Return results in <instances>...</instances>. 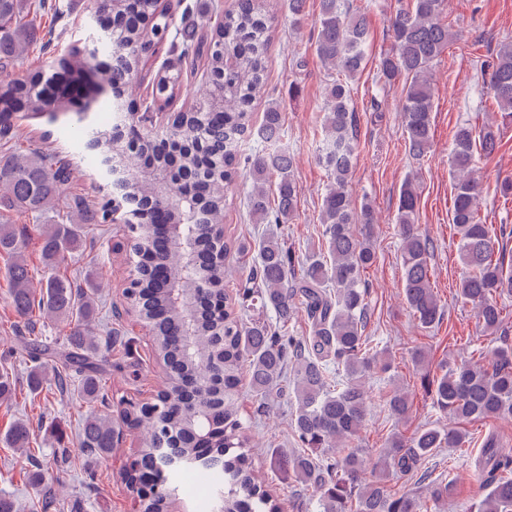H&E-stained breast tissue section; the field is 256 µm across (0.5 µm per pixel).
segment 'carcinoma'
<instances>
[{
    "mask_svg": "<svg viewBox=\"0 0 512 512\" xmlns=\"http://www.w3.org/2000/svg\"><path fill=\"white\" fill-rule=\"evenodd\" d=\"M444 0H408L391 20L394 48L384 55L376 74L386 86L403 82L399 106L408 153L418 159L431 144L433 93L430 70L447 49L452 33L440 20ZM98 40L110 48L111 61L92 62L96 51L69 44L54 63L88 81V102L109 88L123 100L112 105L115 132L77 126L76 135L88 142L100 139L129 172L122 193L124 211L133 221L162 220L182 225L183 248L167 249L150 232L130 229L129 262L136 278L126 291L132 308L150 320L158 354L169 369V379L156 402L127 409L116 420L109 409L96 357L100 346L85 322L95 311L99 289L78 292L62 277L50 276L36 293L21 241L12 225L0 224V253L12 257L7 269L11 303L18 315L33 309L60 322L74 324L64 355L68 372L57 376L62 389L77 383L80 398L101 410L81 423L80 448L95 456L109 455L123 427L143 428L146 435L128 475V487L140 496L142 512H163L167 500L166 466L161 443L180 449L192 459L215 458L224 469V512H280L273 496L263 489L250 457V426L237 418L234 391L246 376L259 403L279 388L285 367L295 387L293 425L307 453L288 459V470L302 483L315 487L321 512H423L425 499L442 503L452 495L451 483H430L428 497L418 491L395 490L379 479L368 480L366 470H388L404 475L418 470L441 448H463L472 432L465 425L512 420V346L503 344L468 358L432 377V404L449 416L446 427L422 426L411 435L395 434L374 464H368L358 441L367 421L370 398L365 379L387 372L391 362L363 336L369 318L370 288L364 270L377 260L375 226L378 216L366 201L352 203L348 184L353 174L357 119L352 85L365 59L367 19L350 8L349 0H319L315 52L327 70L324 128L326 138L319 161L329 173L322 200L326 252L296 272L292 252L269 236L257 246L238 239L211 237L224 224L225 191L240 166L248 167L251 188L247 206L255 223L282 224L296 209L298 188L293 178L294 158L287 152L259 151L242 158L238 143L252 133L253 110L267 77L270 17L265 0H236L233 11L213 25L206 50L183 38L173 44L177 59H202L208 75L205 87L193 93L185 110L175 113L160 133L139 137L134 125L139 113L153 104L130 98L129 87L139 67L149 59V44L168 31L172 17L156 12L154 0H100ZM20 0H0V62L9 63L26 51L27 30ZM490 70L489 83L501 118L512 124V42L500 44L496 58L481 65ZM180 74L158 77L155 91L169 102L181 93ZM53 78L39 71L8 84L0 83V138L14 142L16 151L0 161V210L40 218L56 210L69 180V163L37 143L22 146L14 131L16 113L54 112L64 98L45 95ZM280 107H266L261 133L264 139L280 135ZM499 147L494 125L476 132L467 124L457 128L450 164L454 179L452 224L459 236L460 257L468 269L456 298L476 310L482 333L494 335L503 322L497 299L512 296V271H504V240L512 226L483 221L479 211L482 182L474 168L475 154L491 155ZM176 169L174 189L189 195L194 206L178 205L145 173L146 162ZM419 210L414 178L403 182L396 214L401 239L404 298L417 324L433 328L444 308L431 283V243L416 225ZM112 223L111 200L103 198L90 210L86 199L69 206L65 216L46 225L42 256L53 267L83 249L85 225ZM202 243L197 256L200 277L188 275L184 250ZM257 251L256 265L230 297L224 288L229 256ZM182 290L189 301H201L195 310L194 335L185 340L186 314L172 303L169 286ZM271 309L275 326L244 320L253 307ZM304 313L311 335L292 336L288 323ZM32 362L30 381L43 380V359L52 356L49 342L38 337L25 343ZM389 414L403 419L409 402L401 390L388 395ZM29 423L17 422L7 441L22 448ZM239 449L231 455L229 450ZM478 473L486 493L473 512H512V450L502 448L494 430L483 434Z\"/></svg>",
    "mask_w": 512,
    "mask_h": 512,
    "instance_id": "1",
    "label": "carcinoma"
}]
</instances>
